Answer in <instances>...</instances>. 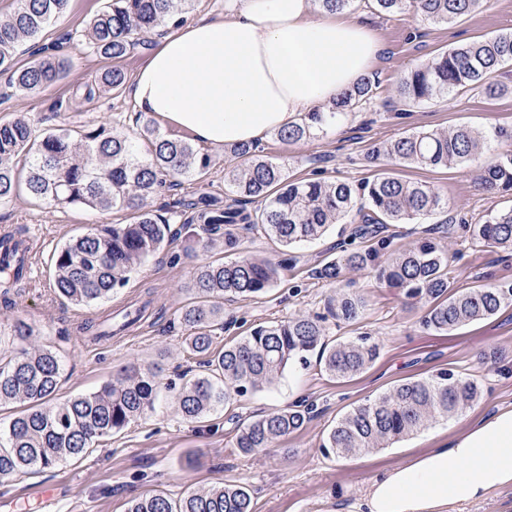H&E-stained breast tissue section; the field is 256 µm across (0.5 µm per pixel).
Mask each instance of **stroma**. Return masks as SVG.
Segmentation results:
<instances>
[{"mask_svg": "<svg viewBox=\"0 0 512 512\" xmlns=\"http://www.w3.org/2000/svg\"><path fill=\"white\" fill-rule=\"evenodd\" d=\"M104 0H71L68 11L45 27L40 40L63 42L72 59L69 77L47 91L27 95L14 92L0 74V119L27 113L36 129L63 123L137 130L138 110L130 93L104 95L86 101L72 96L74 85L94 81L110 62L81 41L87 20ZM364 20L384 44L371 76L380 87L371 107L342 119L324 133L298 143L269 135L261 146L265 155L287 162L291 176L313 175L352 184L370 179L374 167L367 154L373 147L422 129L447 130L465 125L491 134L512 131V91L488 98L473 90L445 94L401 112L396 97L400 79L426 65L441 51L499 33L512 32V0H488L487 5L449 24H431L411 16L390 19L365 14ZM69 101V109L55 112L54 100ZM214 167L205 181L182 180L164 188L149 202L151 209L170 217L174 237L132 271L127 285L111 300L76 306L53 287L51 256L72 236L112 224H128L133 214L96 212L81 206H34L19 195L0 202V230L24 227L33 238V272L8 296L0 295V324L17 320L32 325L27 343L59 357L61 374L56 400L97 391L120 369L135 362L161 371L165 383L154 410L120 432L103 438L96 449L79 461H68L33 475L0 479V512H125L131 498L164 492L179 498L186 492L218 482L245 486L253 512H354L366 485L384 469L406 462L433 448L437 438L462 431L472 420L495 408L512 409V307L491 319L450 333L426 330L423 310L411 306L394 289L366 272H346L341 285L312 278V268L335 258L344 241L368 247L355 239V225L337 224L318 240L290 249L258 231H239L241 254L271 261L289 257L277 284L258 297H225L224 328L216 343L224 345L248 335L256 325L307 314L326 312L328 297L337 288L363 294L368 300L358 322L327 321L329 340L371 334L380 347L379 357L362 374L338 379L318 361L294 365L270 390L234 397L205 418L190 422L177 403V389L205 370L204 356L185 347L180 324L182 310L197 295L193 278L208 263L232 260L220 237H208L199 225L172 219L179 201L207 192L223 204L224 167L229 157L213 150ZM478 166L451 165L441 169L396 166V173L412 181L437 186L448 202V229L444 242L450 257V277L456 288L488 285L512 278V254L472 242L467 228L488 214L512 207V198L482 191ZM151 302L143 318L126 331L97 340L84 333L88 322L108 314L121 316L130 301ZM500 351L501 362L491 366L479 357ZM474 375L484 382L483 398L452 418L438 420L387 447L347 458L325 455L321 443L336 421L354 406L388 392L395 385L428 377L440 369ZM304 403L310 418L298 432L277 447L256 456L235 447L239 421Z\"/></svg>", "mask_w": 512, "mask_h": 512, "instance_id": "35a3bbf8", "label": "stroma"}]
</instances>
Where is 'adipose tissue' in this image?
Segmentation results:
<instances>
[{
  "instance_id": "1",
  "label": "adipose tissue",
  "mask_w": 512,
  "mask_h": 512,
  "mask_svg": "<svg viewBox=\"0 0 512 512\" xmlns=\"http://www.w3.org/2000/svg\"><path fill=\"white\" fill-rule=\"evenodd\" d=\"M383 45L314 0H226L223 17L179 24L131 82L137 108L200 146L258 143L331 102ZM512 484V409L482 414L435 448L384 470L357 512H447Z\"/></svg>"
}]
</instances>
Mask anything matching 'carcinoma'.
I'll return each instance as SVG.
<instances>
[{"mask_svg":"<svg viewBox=\"0 0 512 512\" xmlns=\"http://www.w3.org/2000/svg\"><path fill=\"white\" fill-rule=\"evenodd\" d=\"M71 0H19L0 15V73L22 94H34L66 78L70 60L59 45H42L20 65V49L34 42L50 21L65 14ZM195 0H106L86 23L84 43L112 61L91 84L79 87L82 99L119 94L126 74L118 65L132 50L146 45L144 34L158 27H175ZM319 9L343 11L364 6L376 15H412L433 24H448L486 4V0H315ZM512 68V33L475 40L439 53L397 86L399 102L407 107L427 102L459 88L477 89L489 98L508 93L494 79ZM379 82L369 77L345 89L328 111L307 112L276 132L288 143L309 138L337 119L365 110L377 95ZM137 135L85 125H58L36 133L19 114L0 120V201L25 193L31 200L58 206H82L101 212L134 211L130 224H114L66 242L53 254L54 288L77 306L106 299L129 281L134 267L155 254L169 239V219L146 209L147 201L168 184L193 177L204 180L214 165L211 155L190 141L164 135L155 122L139 116ZM234 163L224 169V190L235 204L220 205L201 193L184 204L192 210L187 224H200L210 235L224 232V246L235 250V227L261 228L284 248L321 237L333 224H359V235H375L389 224H405L447 210L448 202L435 185L399 178L387 168L352 185L324 178H293L286 164L264 154L254 144L230 146ZM373 161L386 159L417 167H448L480 161L477 180L483 189L512 196V153L491 152L490 140L466 126L421 130L372 149ZM259 203L250 209L248 204ZM472 240L512 251V208L498 211L468 227ZM369 271L394 288L405 303L425 308L423 326L448 333L495 316L512 306V279L479 288L454 289L449 281L448 249L433 230L413 245L341 250L336 258L312 270V276L340 283L345 271ZM279 265L242 255L198 268L193 288L201 300L182 312L188 331L187 349L205 355L207 372L188 380L179 393V410L198 421L226 404L232 395L272 389L286 369L317 359L329 375L351 378L366 370L379 345L363 336L325 342L327 318L352 323L364 312L363 296L341 289L329 298L327 314L297 315L260 324L249 335L213 348L223 328L224 295L255 297L273 287ZM24 339L33 327L24 321L0 326V335ZM60 365L47 350L20 348L0 360V404L19 403L25 409L0 432V478L44 471L61 462L81 459L99 441L126 428L154 409L160 383L157 372L135 364L122 368L112 382L96 392L64 402L55 401ZM482 384L450 369L406 381L347 412L323 439L325 455L345 457L380 448L439 419H448L479 401ZM310 408L291 405L249 418L237 426L236 448L244 454L267 450L276 440L300 431ZM244 486L219 482L173 500L159 492L128 502L127 512H251Z\"/></svg>","mask_w":512,"mask_h":512,"instance_id":"carcinoma-1","label":"carcinoma"}]
</instances>
